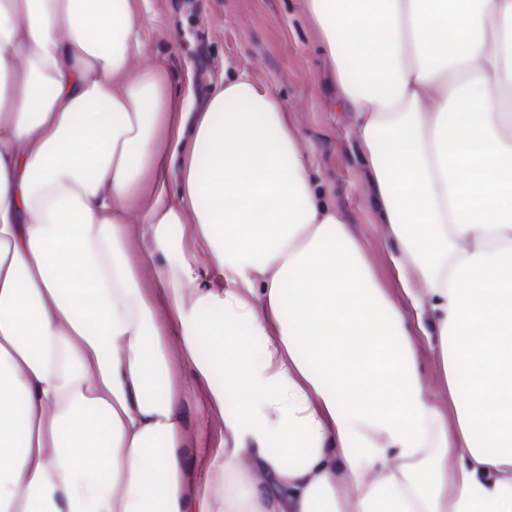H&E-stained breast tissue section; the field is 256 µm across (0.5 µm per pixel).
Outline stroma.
Segmentation results:
<instances>
[{"mask_svg":"<svg viewBox=\"0 0 512 512\" xmlns=\"http://www.w3.org/2000/svg\"><path fill=\"white\" fill-rule=\"evenodd\" d=\"M139 15L138 65L164 67L194 106H202L225 76L239 73L277 97L310 161L321 200L349 224L380 287L408 306L391 259L393 246L368 198L354 120L328 87L330 62L306 0H141ZM167 341L176 378L185 387L187 439L203 447L190 467L218 477L207 451L219 447L224 430L206 407L207 387L194 380L181 356L179 336L169 334ZM414 345L430 399L447 405L433 342L418 335Z\"/></svg>","mask_w":512,"mask_h":512,"instance_id":"1","label":"stroma"}]
</instances>
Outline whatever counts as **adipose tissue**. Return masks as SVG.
Returning a JSON list of instances; mask_svg holds the SVG:
<instances>
[{
  "label": "adipose tissue",
  "mask_w": 512,
  "mask_h": 512,
  "mask_svg": "<svg viewBox=\"0 0 512 512\" xmlns=\"http://www.w3.org/2000/svg\"><path fill=\"white\" fill-rule=\"evenodd\" d=\"M307 8L410 310L268 89L196 112L135 68L136 0H0V512H512V0ZM172 326L231 441L215 479ZM419 367L430 399L441 406L448 407V391L445 388L442 370L434 343L426 336L414 337Z\"/></svg>",
  "instance_id": "obj_1"
}]
</instances>
